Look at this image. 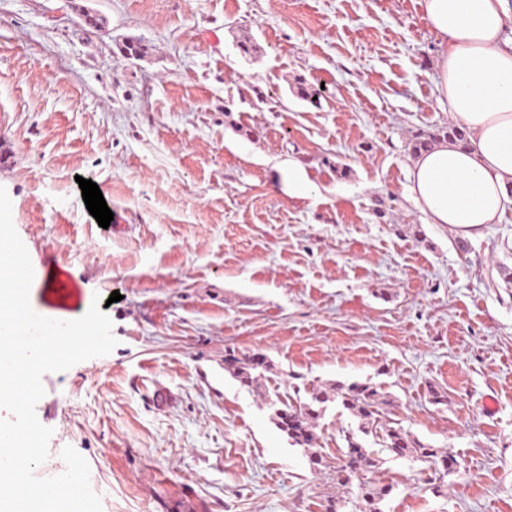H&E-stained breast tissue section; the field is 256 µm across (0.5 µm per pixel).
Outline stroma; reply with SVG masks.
<instances>
[{
    "label": "stroma",
    "instance_id": "stroma-1",
    "mask_svg": "<svg viewBox=\"0 0 512 512\" xmlns=\"http://www.w3.org/2000/svg\"><path fill=\"white\" fill-rule=\"evenodd\" d=\"M437 55L422 0H0V186L33 267L75 285L31 305L101 298L117 340L43 376L46 468L73 447L103 512H324L358 421L328 404L315 468L270 403L358 380L393 399L364 439L384 512H512V210L462 237L408 193L416 136L454 123ZM291 159L306 194L271 184ZM258 351L250 390L224 356ZM392 427L457 472L394 458Z\"/></svg>",
    "mask_w": 512,
    "mask_h": 512
}]
</instances>
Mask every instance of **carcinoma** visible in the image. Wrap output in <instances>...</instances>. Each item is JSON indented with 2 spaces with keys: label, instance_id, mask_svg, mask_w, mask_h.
<instances>
[{
  "label": "carcinoma",
  "instance_id": "1",
  "mask_svg": "<svg viewBox=\"0 0 512 512\" xmlns=\"http://www.w3.org/2000/svg\"><path fill=\"white\" fill-rule=\"evenodd\" d=\"M271 368V361L261 353L240 358L230 352L224 357V371L249 389L260 388L265 373ZM329 402L341 405L359 418V431L364 435L372 432L374 415L387 411L392 405L388 393L369 383L357 381L349 384L338 382L329 391L317 388L303 401L299 399L281 403L273 410L271 421L286 436L289 445L309 452L310 460L315 465L322 464V457L318 452L311 451L315 441L311 424L323 413ZM345 441L347 446L336 463V474L339 475L338 482L341 486L346 485L351 477L363 475L378 466V460L367 450L361 438L352 433L345 436ZM384 447L398 457L413 456L426 459L447 472L455 471L458 466L457 459L452 453L440 454L437 449L422 443L399 427L387 430ZM392 490L393 486L389 484L363 488V506L359 512H383L381 505Z\"/></svg>",
  "mask_w": 512,
  "mask_h": 512
}]
</instances>
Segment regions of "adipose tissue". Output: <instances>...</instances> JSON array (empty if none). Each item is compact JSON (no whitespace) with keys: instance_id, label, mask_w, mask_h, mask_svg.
<instances>
[{"instance_id":"obj_1","label":"adipose tissue","mask_w":512,"mask_h":512,"mask_svg":"<svg viewBox=\"0 0 512 512\" xmlns=\"http://www.w3.org/2000/svg\"><path fill=\"white\" fill-rule=\"evenodd\" d=\"M506 0H423L438 41L435 90L471 133L417 155L409 191L428 223L477 237L512 207V23Z\"/></svg>"}]
</instances>
